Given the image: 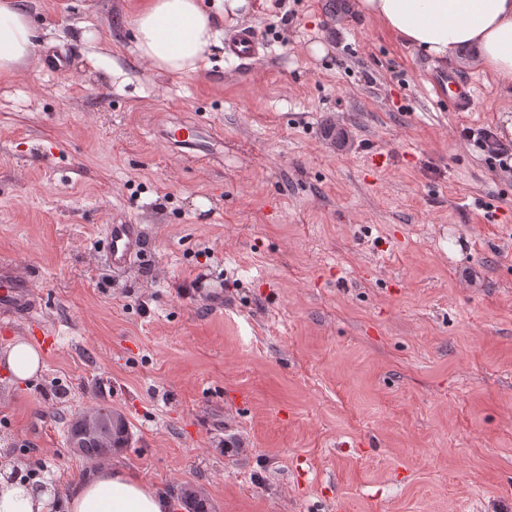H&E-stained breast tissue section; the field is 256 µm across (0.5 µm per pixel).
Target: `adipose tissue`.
<instances>
[{"label":"adipose tissue","instance_id":"obj_1","mask_svg":"<svg viewBox=\"0 0 512 512\" xmlns=\"http://www.w3.org/2000/svg\"><path fill=\"white\" fill-rule=\"evenodd\" d=\"M360 14L380 22L430 58L448 61L473 48L501 88L512 87V0H354ZM214 14L201 0H145L135 20V50L158 72L197 73L219 44ZM39 32L22 0H0V78L24 66ZM52 489H38L0 465V512H45ZM68 512H172L164 493L108 466L93 468L67 493Z\"/></svg>","mask_w":512,"mask_h":512}]
</instances>
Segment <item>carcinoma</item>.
Wrapping results in <instances>:
<instances>
[{"label": "carcinoma", "instance_id": "carcinoma-1", "mask_svg": "<svg viewBox=\"0 0 512 512\" xmlns=\"http://www.w3.org/2000/svg\"><path fill=\"white\" fill-rule=\"evenodd\" d=\"M91 415L98 420V427L85 429L84 417ZM67 437L77 440L76 452L90 460H104L124 447L129 438L128 423L124 415L110 406H95L73 416L67 424ZM177 497L187 512H211L209 499L202 490L184 484L177 490Z\"/></svg>", "mask_w": 512, "mask_h": 512}]
</instances>
